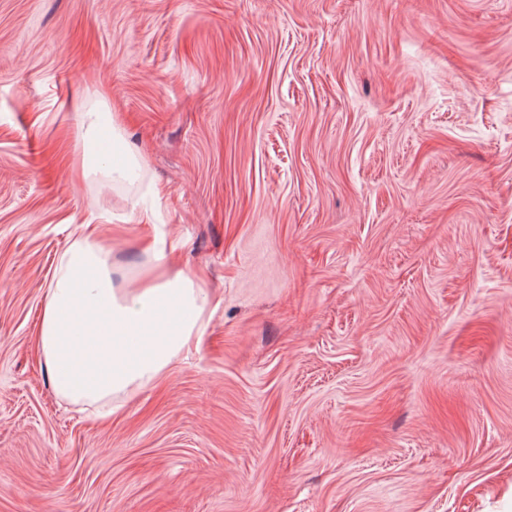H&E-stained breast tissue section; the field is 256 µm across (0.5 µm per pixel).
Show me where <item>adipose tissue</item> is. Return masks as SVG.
<instances>
[{
    "instance_id": "ef3b65f1",
    "label": "adipose tissue",
    "mask_w": 512,
    "mask_h": 512,
    "mask_svg": "<svg viewBox=\"0 0 512 512\" xmlns=\"http://www.w3.org/2000/svg\"><path fill=\"white\" fill-rule=\"evenodd\" d=\"M104 135L121 151L100 170L96 164ZM122 142L106 96L98 94L94 111L83 113L75 138L78 175H135L145 162ZM108 221L102 212L74 225V241L60 257L41 314L38 349L55 391L74 403L105 404L159 378L208 324L206 288L174 261L178 239L159 250L155 265L140 277L122 287L114 284L109 248L96 241L98 225Z\"/></svg>"
}]
</instances>
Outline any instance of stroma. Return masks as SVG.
<instances>
[{
	"label": "stroma",
	"mask_w": 512,
	"mask_h": 512,
	"mask_svg": "<svg viewBox=\"0 0 512 512\" xmlns=\"http://www.w3.org/2000/svg\"><path fill=\"white\" fill-rule=\"evenodd\" d=\"M102 209L214 295L107 418L37 348ZM0 512H512V0H0ZM119 131L120 126L112 112H109L105 94L99 92L95 112H82V121L75 138V149L80 157V168L77 169V174L81 178L86 179L98 170L97 158L102 153L99 142L103 135H108L120 148L117 159L101 170L104 178L128 179L142 167H146L142 158L137 157L124 146Z\"/></svg>",
	"instance_id": "obj_1"
}]
</instances>
